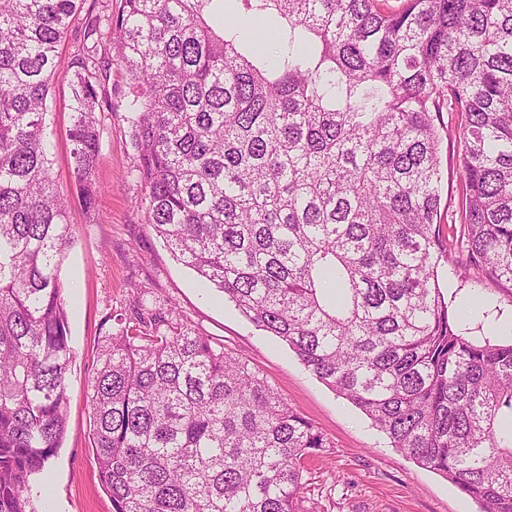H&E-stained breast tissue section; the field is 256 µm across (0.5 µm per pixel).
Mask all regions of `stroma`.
Segmentation results:
<instances>
[{
  "instance_id": "35a3bbf8",
  "label": "stroma",
  "mask_w": 512,
  "mask_h": 512,
  "mask_svg": "<svg viewBox=\"0 0 512 512\" xmlns=\"http://www.w3.org/2000/svg\"><path fill=\"white\" fill-rule=\"evenodd\" d=\"M98 91L112 102L111 111L98 115L97 179L102 191L95 213H87L76 199L70 205L73 243L60 269L73 350L68 428L47 468L44 512H112L88 439V379L106 314L123 313L139 298L172 308L184 324L250 360L289 406L330 439L333 447L327 457L308 464L302 512H478L450 480L389 447L370 420L320 382L284 342L246 320L222 293L203 288L200 278L173 258L145 224L139 207L144 189L127 121L129 85L118 65L100 78ZM70 96L64 78L47 99L53 175L66 189L72 185ZM439 151L442 233L456 238L463 226L454 220L460 203L455 137H443ZM460 259L452 253L438 266V284L449 311L469 339L511 342L512 335L497 332L494 325L512 321V286L460 277Z\"/></svg>"
}]
</instances>
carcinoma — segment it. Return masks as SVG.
I'll return each mask as SVG.
<instances>
[{
	"mask_svg": "<svg viewBox=\"0 0 512 512\" xmlns=\"http://www.w3.org/2000/svg\"><path fill=\"white\" fill-rule=\"evenodd\" d=\"M86 0H0V512H43L73 351L71 239L47 98ZM115 0L70 78L71 168L96 209L107 37L145 223L393 448L480 512H512V343L438 288L442 113L457 119L464 272L512 284V0ZM284 19L271 62L261 23ZM97 342L88 439L112 512H302L329 439L249 361L139 301Z\"/></svg>",
	"mask_w": 512,
	"mask_h": 512,
	"instance_id": "obj_1",
	"label": "carcinoma"
}]
</instances>
